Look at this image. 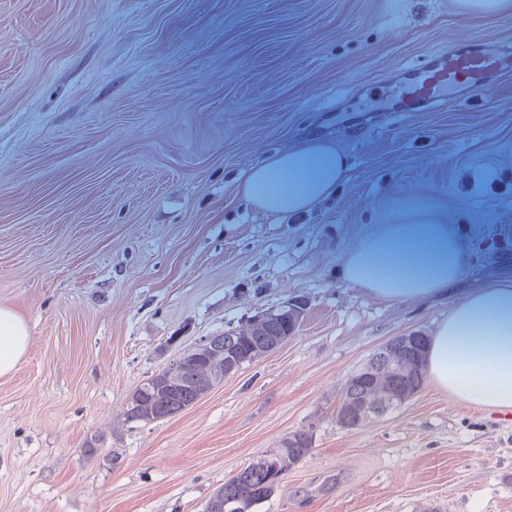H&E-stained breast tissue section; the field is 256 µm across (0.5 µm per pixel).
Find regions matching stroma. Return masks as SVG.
Returning <instances> with one entry per match:
<instances>
[{
  "label": "stroma",
  "instance_id": "stroma-1",
  "mask_svg": "<svg viewBox=\"0 0 512 512\" xmlns=\"http://www.w3.org/2000/svg\"><path fill=\"white\" fill-rule=\"evenodd\" d=\"M488 42L490 94L361 112L403 68ZM322 140L349 177L315 209L237 192ZM512 14L457 0H0V305L30 344L0 378V512H204L296 431L312 448L257 512H512V412L432 381L355 428L346 380L396 336H433L472 293L512 283ZM456 225L447 294L379 300L345 282L370 242L446 249L383 224ZM296 300L277 350L182 413L126 422L135 389L201 339ZM101 450L87 456V438Z\"/></svg>",
  "mask_w": 512,
  "mask_h": 512
}]
</instances>
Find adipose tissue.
<instances>
[{
	"label": "adipose tissue",
	"instance_id": "adipose-tissue-1",
	"mask_svg": "<svg viewBox=\"0 0 512 512\" xmlns=\"http://www.w3.org/2000/svg\"><path fill=\"white\" fill-rule=\"evenodd\" d=\"M281 169L270 158L253 168L239 187L254 209L273 215L304 213L330 194L335 182L313 190L285 194L266 191ZM465 261L457 255L447 266L420 267L406 272L405 261L383 256L366 244L349 250L342 273L345 280L382 298L442 294ZM27 322L12 308L0 305V377L12 375L29 346ZM428 371L432 382L466 403L502 412L512 411V285L494 286L458 305L429 342Z\"/></svg>",
	"mask_w": 512,
	"mask_h": 512
}]
</instances>
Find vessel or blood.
<instances>
[{"mask_svg":"<svg viewBox=\"0 0 512 512\" xmlns=\"http://www.w3.org/2000/svg\"><path fill=\"white\" fill-rule=\"evenodd\" d=\"M500 69L497 50L479 43L466 44L425 65L407 68V80L390 85L374 104L382 112H414L430 102L457 98L464 89L473 94L487 91Z\"/></svg>","mask_w":512,"mask_h":512,"instance_id":"1","label":"vessel or blood"}]
</instances>
